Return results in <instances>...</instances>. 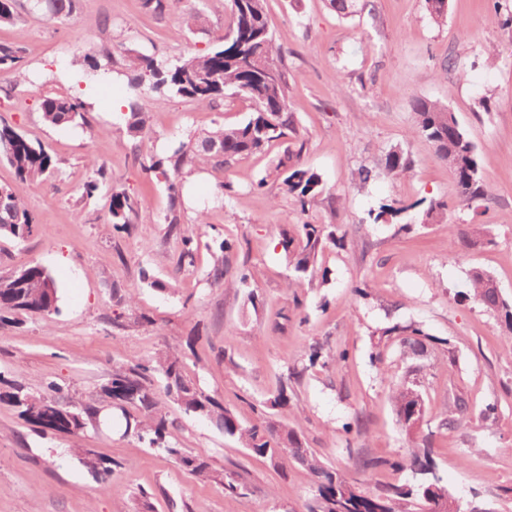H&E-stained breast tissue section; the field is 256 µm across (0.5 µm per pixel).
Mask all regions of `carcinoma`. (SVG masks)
I'll return each mask as SVG.
<instances>
[{
  "instance_id": "cac0c4a2",
  "label": "carcinoma",
  "mask_w": 512,
  "mask_h": 512,
  "mask_svg": "<svg viewBox=\"0 0 512 512\" xmlns=\"http://www.w3.org/2000/svg\"><path fill=\"white\" fill-rule=\"evenodd\" d=\"M230 23L225 34L203 54H191L174 61H163L152 56L138 55L131 59L133 74L129 80V93L137 98L144 91L163 97H179L216 110L224 101V90L249 99L254 111L244 122L234 126L218 125L211 131L181 144L166 157L149 156L141 161L143 171L166 184L170 194V207L165 216L168 231L179 237L180 252L177 264L192 266L196 262L198 242L194 236L181 231L182 205L178 179L188 167L201 169H227L238 160L262 152L272 143H287L283 156L274 166L281 180L282 190L291 202L306 212L323 193L319 175L303 168L300 156L306 141L299 137L294 117L287 110L288 77L282 62V47L270 31L267 22L268 0H228ZM371 0H329V6L342 18L362 12ZM31 10L53 17L73 14L74 0H31ZM429 17L437 24L448 16L447 0H425ZM21 49L0 43V73L17 69ZM91 83L108 79V69L96 56L87 54L77 61ZM279 69L278 76L268 75L269 67ZM43 119L50 125H70L86 122L84 101L71 96L48 97L42 103ZM415 126L413 134L425 139L433 148L435 157L445 163L454 176L459 202L467 207L482 203L487 209L491 197L484 182L476 146L459 125L448 106L437 101L419 98L413 102ZM127 132L140 136L149 129L150 113L137 104L129 105L123 113ZM218 145L222 152L211 150ZM0 160L14 169L18 183L23 187L41 184L55 174L52 156L38 141L28 138L9 125L0 126ZM412 167L410 155L402 149H391L385 155L384 169L396 177ZM424 206L423 224H439L447 218V204L437 199L424 198L395 207L382 204L368 212L374 223L396 217L411 209ZM138 202L125 191H112L108 210L110 224L117 232L130 233L137 215ZM34 217L13 188L0 187V235L22 241L33 232ZM466 245L493 244L495 237L489 224H471L460 232ZM334 224L299 225L295 235L282 234L280 244L292 261L293 274L287 287L297 288L311 276L319 255L327 245L341 244ZM23 274L14 270L0 275V320L7 314L21 312L51 313L57 309V289L45 268L28 263L20 266ZM469 281L473 298L484 308L503 319L512 334V303L501 298L492 282L494 277L485 269L470 270ZM383 336H399L411 352L423 349L421 329L412 325H393L382 331ZM163 386H156V380ZM54 397L36 396L18 383L8 385L0 393V401L13 407L29 425L43 431L78 434L86 423L79 418H93L96 408L84 404L80 407L69 399L63 388L51 385ZM105 392L112 397V409L121 412L126 430L137 436L148 447L175 459L185 470L198 477H209L210 462L187 452L172 436L173 423L167 419L162 399L176 404L187 415L216 421L224 435L240 442L250 453L269 459L281 467L293 460L306 468L315 478L312 497L306 512H400L401 503L409 498L418 499L422 512H433L431 502L450 496L442 478L436 474L433 439L436 432L457 428L466 418L468 406L456 399L448 415L437 424V430L418 431L414 425L426 423L427 407L421 384L403 383L394 396V411L400 426L412 437L413 449L410 465L416 475L412 485H389L376 492L361 490L355 483L322 462L303 447L297 432L281 422L280 414L288 409L295 398L294 387L288 381H279L265 402L269 409L258 423H245L235 411L224 406L213 396L200 390L185 375L182 357L166 352L151 358L136 360L112 370V380ZM220 483L224 494L245 498L250 486L235 471H226Z\"/></svg>"
}]
</instances>
